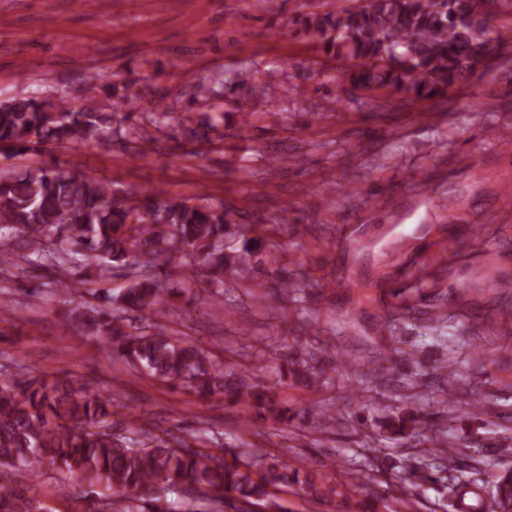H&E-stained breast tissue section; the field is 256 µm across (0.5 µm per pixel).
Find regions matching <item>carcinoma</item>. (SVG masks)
I'll list each match as a JSON object with an SVG mask.
<instances>
[{"instance_id": "cac0c4a2", "label": "carcinoma", "mask_w": 512, "mask_h": 512, "mask_svg": "<svg viewBox=\"0 0 512 512\" xmlns=\"http://www.w3.org/2000/svg\"><path fill=\"white\" fill-rule=\"evenodd\" d=\"M362 5L310 12L296 26L320 53L322 70L338 71L350 86L377 100L424 101L475 77L477 66L494 60L512 42L486 25L488 0H361ZM125 112H103L76 104L66 92L46 97L15 96L0 102V155L10 160L47 149L120 140L134 155L159 141L133 122L147 117L165 126V97L122 96ZM190 137L224 148V131L211 113L197 115ZM233 211L204 196L187 198L155 189L119 196L110 185L83 174L39 167H0V274L28 266L50 280L66 304L64 319L83 328L112 359L201 400L243 407L268 427L287 432L300 412L272 390L238 379L210 360L193 342L177 339L164 321L188 290L170 287L177 266L200 277L215 302L238 289L259 305L294 296L310 284L293 278L277 256L262 258L265 234L234 222ZM24 244L25 252L13 248ZM125 279L115 293L112 277ZM498 279L493 263L471 272L460 286ZM279 380L314 389L325 370L309 363V352L294 341L281 355ZM122 404L92 391L68 372L48 377L0 378V467L19 475L53 471L77 493L102 497L108 512H283L279 493L300 486L310 500L347 497L356 476L335 482L329 470L305 476L288 461L236 448H212L201 436L190 443L168 429H144L109 422ZM422 415L404 409L378 420L392 441L418 435ZM464 446L448 442L455 455L426 453L434 469L414 456L390 461L397 469L393 509H411L404 485L446 472ZM502 480L494 488L460 474L448 486L450 512H504ZM0 512H54L34 488L0 477Z\"/></svg>"}]
</instances>
